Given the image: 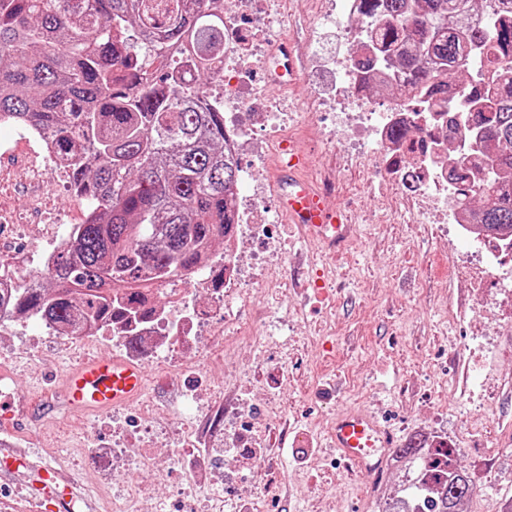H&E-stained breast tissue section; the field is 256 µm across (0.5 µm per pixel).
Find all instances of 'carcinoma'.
<instances>
[{
    "label": "carcinoma",
    "instance_id": "obj_1",
    "mask_svg": "<svg viewBox=\"0 0 512 512\" xmlns=\"http://www.w3.org/2000/svg\"><path fill=\"white\" fill-rule=\"evenodd\" d=\"M470 0H364L390 22L375 32L388 49L407 44L403 62L415 80L440 87L437 67L462 42L512 53V19H488L460 35L452 12ZM414 14L407 26L397 20ZM191 55L195 81L174 87L171 49ZM224 20L202 0H0V115L44 132L69 161L70 191L87 203L71 244L47 271L30 277L0 313L36 316L78 330L100 321L144 317L142 288L175 284L194 272L205 248L232 229L240 168L224 158V110L201 101L223 77ZM508 180L487 181L480 222L512 231V86L466 113ZM433 452L446 479L422 491L427 512H461L475 492L446 442L427 448L415 435L399 457Z\"/></svg>",
    "mask_w": 512,
    "mask_h": 512
}]
</instances>
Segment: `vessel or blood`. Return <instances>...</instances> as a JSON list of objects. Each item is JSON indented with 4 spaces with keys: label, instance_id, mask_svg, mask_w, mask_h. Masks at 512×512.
<instances>
[{
    "label": "vessel or blood",
    "instance_id": "vessel-or-blood-1",
    "mask_svg": "<svg viewBox=\"0 0 512 512\" xmlns=\"http://www.w3.org/2000/svg\"><path fill=\"white\" fill-rule=\"evenodd\" d=\"M275 166L282 182L279 212L286 222L301 225L308 236L328 247L344 243L350 227L342 223L340 214L327 209L321 195L302 177L303 154L295 146H288ZM145 390L143 365L115 356H93L78 366L66 368L62 386L68 406L89 414L129 406ZM13 429L10 422L0 425V479L29 465L24 455L5 445ZM393 442V435L362 409L337 416L327 438L329 448L340 459L369 471L382 467ZM63 480V475L51 465L36 470L34 488L49 501L52 512H73L78 503L76 492Z\"/></svg>",
    "mask_w": 512,
    "mask_h": 512
}]
</instances>
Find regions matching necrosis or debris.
I'll return each mask as SVG.
<instances>
[{"instance_id": "obj_1", "label": "necrosis or debris", "mask_w": 512, "mask_h": 512, "mask_svg": "<svg viewBox=\"0 0 512 512\" xmlns=\"http://www.w3.org/2000/svg\"><path fill=\"white\" fill-rule=\"evenodd\" d=\"M285 0H223L224 77L208 90V98L224 105V132L227 149L234 158L250 155L259 159L270 151H281L289 142L288 131L299 119H314L318 112L331 110L336 125L321 136L328 152H340L345 168L364 170L399 190L402 201L415 207L425 224L454 227L458 236L478 245L486 255L481 267L464 268L463 274L474 283L490 275L499 254L497 237L483 231L472 212L448 201L456 192L458 176L476 181L479 168L491 164L478 137L465 129L450 131L448 101L457 97V89L447 96L429 95L422 85L404 76L401 65L381 61L364 68L365 56L374 54L367 33L382 22L380 14H366L363 0H321L322 12L332 14L336 24L335 45L327 48L317 30H309L303 44L314 53L319 75L304 104L290 107L270 97L272 87L284 88L285 82L274 64L275 45L263 38L273 19L283 15ZM261 58L265 78L254 83L250 61ZM477 54L464 47L457 69L474 72L473 84L480 96H495L512 82V56L499 57L488 71H480ZM402 128L407 136L394 138L392 129ZM347 134L348 147L338 151L336 137ZM267 183L259 162L249 169L244 187L234 199V241L223 252L208 251L206 260L187 279L169 288L154 289L165 307L155 316L138 322L119 320L99 324L83 331L82 339L96 341L110 336L142 337L143 345L129 350L137 359L165 360L167 371L177 383L186 404L197 414L206 415L216 403V395L207 384L212 364L223 362L224 352L241 346L242 332L235 329L234 318L225 315L228 299L251 295L253 288H281L285 282L276 272L277 260L285 244L274 233L259 209ZM34 251L15 254L8 263H0V289L14 290L32 276L34 269L51 267L55 255L67 244L71 231L66 214H58L46 224L28 225ZM256 241L260 250L252 253L249 267H242L236 240ZM223 313L221 325H214L215 313ZM216 341V348L197 362L178 358L181 350L197 348L203 339ZM221 434L235 450L233 470H225L224 459L213 456L208 468L195 464L193 448L198 439L191 431L177 428L171 432V446L158 452L153 438L161 433L159 417L143 415L135 431L143 433L140 445H132L131 431L121 422H113L111 447L96 449L103 467L136 461L147 474L133 487L117 490L116 499L134 498L138 503L157 505V489L165 482L171 463L180 464L189 482L207 475L217 476L215 496L225 494L227 486L238 483L244 465L253 464V454L268 425L276 421L273 404L252 405L248 417L228 407L221 414Z\"/></svg>"}]
</instances>
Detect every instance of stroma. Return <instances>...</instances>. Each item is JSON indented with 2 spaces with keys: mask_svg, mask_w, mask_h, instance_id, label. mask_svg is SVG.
Returning a JSON list of instances; mask_svg holds the SVG:
<instances>
[{
  "mask_svg": "<svg viewBox=\"0 0 512 512\" xmlns=\"http://www.w3.org/2000/svg\"><path fill=\"white\" fill-rule=\"evenodd\" d=\"M35 155L21 136L0 130V261L14 248H29L20 224H41L66 212L82 223L86 209L66 187L45 193L32 177ZM268 165V219L288 242L282 261L286 291L258 290L251 303L267 311L265 335L225 352L212 367L210 387L226 404L240 399L273 400L280 425L265 435V464L280 478L276 497L239 496L252 512H376L380 493L395 487L398 474L358 471L328 453L322 436L336 413L369 408L391 429L398 444L430 431L444 412L445 441L456 448L476 491L464 512H497L512 503V262L472 291L455 269L474 257L455 234L440 236L414 212L396 207L379 181L343 174L331 207L350 215L354 239L316 254L297 225L279 221V179ZM467 339L472 355L458 354L455 339ZM47 363L29 360L18 336H0V371L12 375L19 392L50 396L54 411L44 420L18 417L13 447L54 465L76 485L90 512H112L111 477L89 466L92 442L110 444L103 415L67 407L60 397L63 371L86 354H112L111 342L92 345L76 338L60 346L44 340ZM149 392L124 409L128 421L151 406L180 426L195 424L192 410L156 365L147 367Z\"/></svg>",
  "mask_w": 512,
  "mask_h": 512,
  "instance_id": "35a3bbf8",
  "label": "stroma"
}]
</instances>
